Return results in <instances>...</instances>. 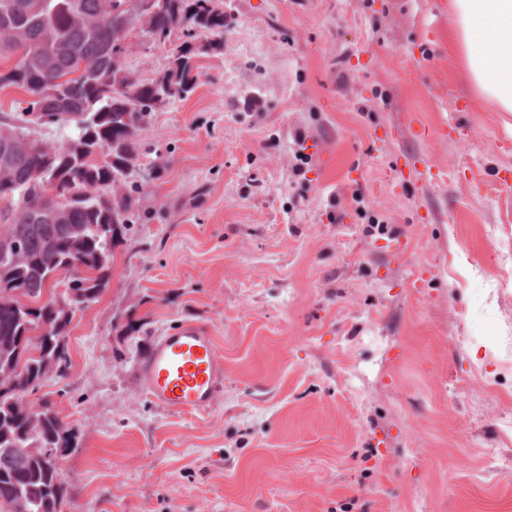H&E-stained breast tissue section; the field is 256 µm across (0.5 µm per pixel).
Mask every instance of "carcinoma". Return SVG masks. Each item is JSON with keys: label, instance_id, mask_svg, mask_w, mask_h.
Returning a JSON list of instances; mask_svg holds the SVG:
<instances>
[{"label": "carcinoma", "instance_id": "cac0c4a2", "mask_svg": "<svg viewBox=\"0 0 512 512\" xmlns=\"http://www.w3.org/2000/svg\"><path fill=\"white\" fill-rule=\"evenodd\" d=\"M117 0H0V89L17 87L30 97L25 111L0 116V152L24 124L70 126L71 134L46 161L22 149L9 153L10 183L0 185V239L25 243L27 262L0 252V287L16 293L0 298V448H47L21 460L0 456V506L17 512H66L72 502L58 457L75 436L53 406H34L47 370L63 377L69 368L67 337L75 312L56 307L52 277L84 306L107 287L114 249L138 213L134 180L143 167L140 135L153 113L184 101L197 88V59L222 48L234 15L224 0H139L141 32L181 35L166 68L145 80L126 66L117 50L123 21ZM98 25L87 28L83 20ZM35 48L14 57L15 31ZM49 181H34L40 165ZM65 201L61 217L39 220L46 192Z\"/></svg>", "mask_w": 512, "mask_h": 512}]
</instances>
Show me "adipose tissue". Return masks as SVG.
I'll return each mask as SVG.
<instances>
[{"mask_svg": "<svg viewBox=\"0 0 512 512\" xmlns=\"http://www.w3.org/2000/svg\"><path fill=\"white\" fill-rule=\"evenodd\" d=\"M448 48L460 53L479 97L512 112V0H449Z\"/></svg>", "mask_w": 512, "mask_h": 512, "instance_id": "obj_1", "label": "adipose tissue"}]
</instances>
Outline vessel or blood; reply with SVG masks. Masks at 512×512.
I'll return each mask as SVG.
<instances>
[{"label": "vessel or blood", "mask_w": 512, "mask_h": 512, "mask_svg": "<svg viewBox=\"0 0 512 512\" xmlns=\"http://www.w3.org/2000/svg\"><path fill=\"white\" fill-rule=\"evenodd\" d=\"M139 385L166 409H211L224 389V365L211 331L185 322L158 337L139 365Z\"/></svg>", "instance_id": "b4317fda"}]
</instances>
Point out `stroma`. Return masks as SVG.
<instances>
[{
  "mask_svg": "<svg viewBox=\"0 0 512 512\" xmlns=\"http://www.w3.org/2000/svg\"><path fill=\"white\" fill-rule=\"evenodd\" d=\"M226 2L222 53L141 134L161 170L71 367L30 397L76 435L70 512H512V112L449 52L448 0ZM407 114L447 138L383 141ZM184 321L224 363L203 414L138 384Z\"/></svg>",
  "mask_w": 512,
  "mask_h": 512,
  "instance_id": "obj_1",
  "label": "stroma"
}]
</instances>
